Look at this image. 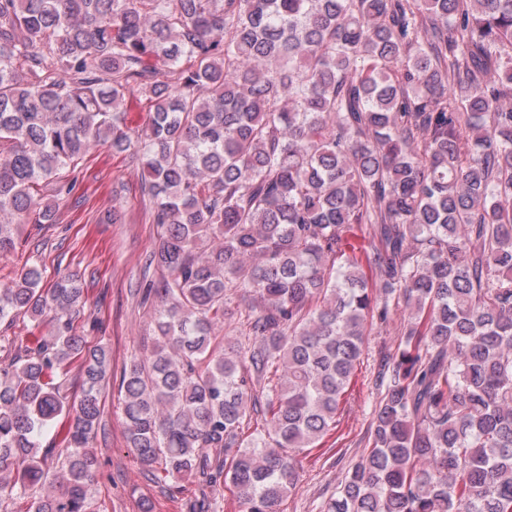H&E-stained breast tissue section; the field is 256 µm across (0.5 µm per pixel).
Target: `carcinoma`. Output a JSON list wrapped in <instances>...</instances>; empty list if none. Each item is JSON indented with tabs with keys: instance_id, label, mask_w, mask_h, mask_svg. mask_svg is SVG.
Masks as SVG:
<instances>
[{
	"instance_id": "carcinoma-1",
	"label": "carcinoma",
	"mask_w": 512,
	"mask_h": 512,
	"mask_svg": "<svg viewBox=\"0 0 512 512\" xmlns=\"http://www.w3.org/2000/svg\"><path fill=\"white\" fill-rule=\"evenodd\" d=\"M105 145L162 229L155 342L119 383L157 483L276 512L397 306L368 448L325 512H512V0H0L1 256ZM44 274L0 284V326L52 314L0 333V512H91L111 353L74 331L83 289Z\"/></svg>"
}]
</instances>
